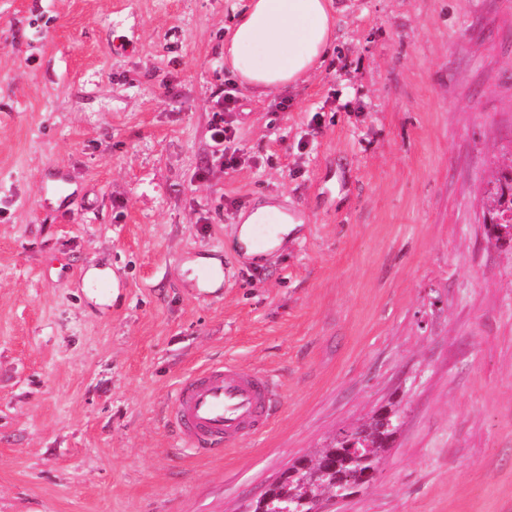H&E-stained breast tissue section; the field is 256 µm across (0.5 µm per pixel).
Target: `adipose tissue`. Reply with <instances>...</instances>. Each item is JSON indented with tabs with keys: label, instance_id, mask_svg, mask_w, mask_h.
Listing matches in <instances>:
<instances>
[{
	"label": "adipose tissue",
	"instance_id": "1",
	"mask_svg": "<svg viewBox=\"0 0 512 512\" xmlns=\"http://www.w3.org/2000/svg\"><path fill=\"white\" fill-rule=\"evenodd\" d=\"M333 0H251L224 43L242 86L268 96L315 76L335 39Z\"/></svg>",
	"mask_w": 512,
	"mask_h": 512
}]
</instances>
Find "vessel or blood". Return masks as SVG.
Masks as SVG:
<instances>
[{"label":"vessel or blood","mask_w":512,"mask_h":512,"mask_svg":"<svg viewBox=\"0 0 512 512\" xmlns=\"http://www.w3.org/2000/svg\"><path fill=\"white\" fill-rule=\"evenodd\" d=\"M278 229L274 219L254 225L248 248L271 250L280 237ZM281 397L268 373L245 371L227 362L190 374L177 390L170 419L179 440L196 456L208 458L265 431Z\"/></svg>","instance_id":"obj_1"}]
</instances>
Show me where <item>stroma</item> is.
<instances>
[{
	"label": "stroma",
	"instance_id": "1",
	"mask_svg": "<svg viewBox=\"0 0 512 512\" xmlns=\"http://www.w3.org/2000/svg\"><path fill=\"white\" fill-rule=\"evenodd\" d=\"M248 3L0 0V512H250L391 403L377 480L331 512H512V242L483 205L512 0H339L321 71L266 97L224 65ZM266 203L301 223L253 262ZM222 362L271 372L280 412L197 458L169 411ZM215 119L213 120L211 124V141L213 145L217 148V150L214 152L215 154L220 153V158H225L224 163L227 166H232L235 164V159L231 155L230 157H226L225 151L226 148L224 147V142L230 141L231 137L233 136V131L231 127L224 121V117L220 115V113H215ZM219 117V118H217Z\"/></svg>",
	"mask_w": 512,
	"mask_h": 512
}]
</instances>
